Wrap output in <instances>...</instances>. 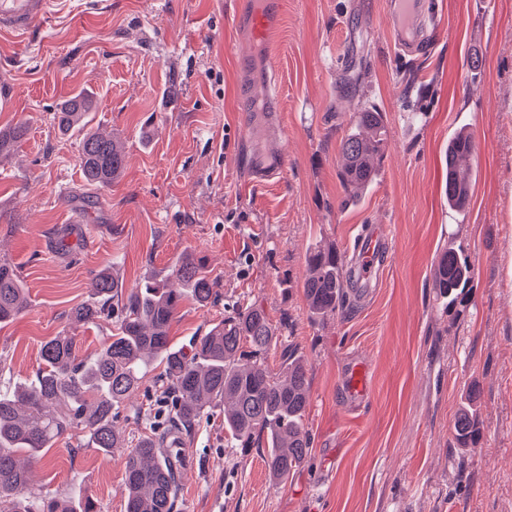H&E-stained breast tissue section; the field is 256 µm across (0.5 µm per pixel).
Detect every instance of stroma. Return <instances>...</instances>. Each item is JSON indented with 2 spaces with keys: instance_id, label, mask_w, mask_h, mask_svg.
Here are the masks:
<instances>
[{
  "instance_id": "obj_1",
  "label": "stroma",
  "mask_w": 512,
  "mask_h": 512,
  "mask_svg": "<svg viewBox=\"0 0 512 512\" xmlns=\"http://www.w3.org/2000/svg\"><path fill=\"white\" fill-rule=\"evenodd\" d=\"M243 0H65L22 35L0 32V127L27 123L0 158V262L28 305L0 325V381L43 364V344L113 267L123 293L186 255L221 284L219 304L184 302L173 344L226 310L262 307L279 369L295 347L307 369L310 454L275 482L266 442L243 451L214 411L179 438L182 512H512V0H441L430 54L406 62L384 0H282L278 53L232 18ZM93 91L101 133L128 151L122 178L86 187L74 140L53 123L74 91ZM383 113L378 175L358 201L340 145L358 112ZM476 143L469 200L444 193L449 139ZM390 237L372 293L316 317L305 258L351 260L360 229ZM471 265L466 298L432 287L444 246ZM367 369L372 394L352 413L344 377ZM470 412L474 446L455 440ZM126 449L57 442L33 484L125 512Z\"/></svg>"
}]
</instances>
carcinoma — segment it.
<instances>
[{
	"instance_id": "obj_1",
	"label": "carcinoma",
	"mask_w": 512,
	"mask_h": 512,
	"mask_svg": "<svg viewBox=\"0 0 512 512\" xmlns=\"http://www.w3.org/2000/svg\"><path fill=\"white\" fill-rule=\"evenodd\" d=\"M93 97L81 89L63 100L54 122L62 135L80 133L79 162L86 186L112 185L127 163L116 139L88 127ZM357 130L341 141V181L355 197L373 180L385 135L380 112H361ZM27 134L20 123L0 129V156L11 153ZM473 156L472 137L455 135L448 142V204L459 207L468 193ZM304 292L312 314H334L349 302L342 256L335 248L316 249L306 257ZM471 265L455 248L440 254L432 287L452 304L467 288ZM91 300L76 306L69 323L110 320L116 332L100 352L78 358L74 339L64 330L42 347L44 367L15 386L0 385V512H101L88 498L62 499L32 489V476L42 449L80 433L104 454L125 441L115 421L125 402L140 390L150 359L160 357L163 371L156 381L170 400L165 423L158 425L138 408L144 434L125 461L126 512H175L184 458L171 447L175 437L190 432L216 408L224 412V428L237 448L267 438V467L279 482L288 481L310 453L303 426L308 404L307 373L292 347L281 354V371L266 362L276 330L257 305L236 307L187 348L170 344L169 329L187 299L200 306L218 301L220 284L204 264L182 258L172 274L149 278L124 295L115 276L103 270L92 281ZM26 288L11 265L0 263V323L27 306ZM456 440L467 445L477 431L472 419L459 414Z\"/></svg>"
}]
</instances>
